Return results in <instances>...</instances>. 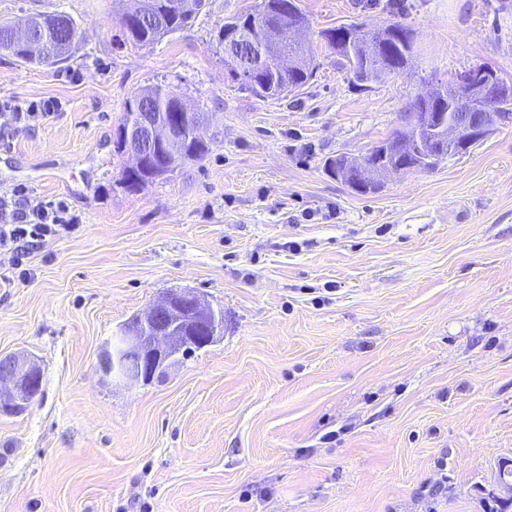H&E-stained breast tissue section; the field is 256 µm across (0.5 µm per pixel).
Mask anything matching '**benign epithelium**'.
Wrapping results in <instances>:
<instances>
[{
  "label": "benign epithelium",
  "instance_id": "benign-epithelium-1",
  "mask_svg": "<svg viewBox=\"0 0 512 512\" xmlns=\"http://www.w3.org/2000/svg\"><path fill=\"white\" fill-rule=\"evenodd\" d=\"M205 0H162L154 6L140 0L127 11L123 26L135 20L152 19L162 29L168 19L181 13L200 12ZM77 36V27L58 14L34 16L27 23L8 30V47H24L48 65L67 54ZM351 76L360 83L376 80V73L353 56V45L347 44ZM224 58L231 62L236 79L249 84L266 72L275 77L293 65L303 66L301 57L287 62L288 55L277 47V36L265 33L251 39L248 54L241 56L239 45L224 44ZM460 86L477 91L472 112H405L403 128L381 144L378 158L343 156L336 161V178L358 192L374 193L384 178L392 173L423 171L449 157L463 155L483 142L499 125L511 124L512 113L502 114L487 100L493 79L483 78L472 70L463 72L448 84V98ZM174 97L161 90L149 97H140L134 111L128 113L120 126L117 145L134 160L131 170L137 172L161 157L164 168L177 171L201 155H189L191 142L205 145L200 135L202 112H167ZM224 326V314L205 303L190 289L168 291L159 301L133 316L113 334L109 346L100 356L99 367L104 375L118 384L134 388L150 381L155 374L180 353L202 349L215 342ZM42 369L28 354L0 358V390L7 398L0 399V412L10 414L29 405L41 392Z\"/></svg>",
  "mask_w": 512,
  "mask_h": 512
}]
</instances>
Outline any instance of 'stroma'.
I'll list each match as a JSON object with an SVG mask.
<instances>
[{
  "mask_svg": "<svg viewBox=\"0 0 512 512\" xmlns=\"http://www.w3.org/2000/svg\"><path fill=\"white\" fill-rule=\"evenodd\" d=\"M255 0L127 42L126 0H0V22L63 11L69 58L0 50V99L53 116L0 146L20 184L81 222L0 284V355H34L42 391L0 413V512H490L512 460V125L469 153L360 194L327 170L402 126L428 80L487 65L512 84L502 0H297L311 36L399 22L416 52L354 86L319 48L283 99L241 89L217 32ZM169 84L209 146L139 188L117 133L127 99ZM222 336L128 390L99 369L113 332L172 289Z\"/></svg>",
  "mask_w": 512,
  "mask_h": 512,
  "instance_id": "35a3bbf8",
  "label": "stroma"
}]
</instances>
